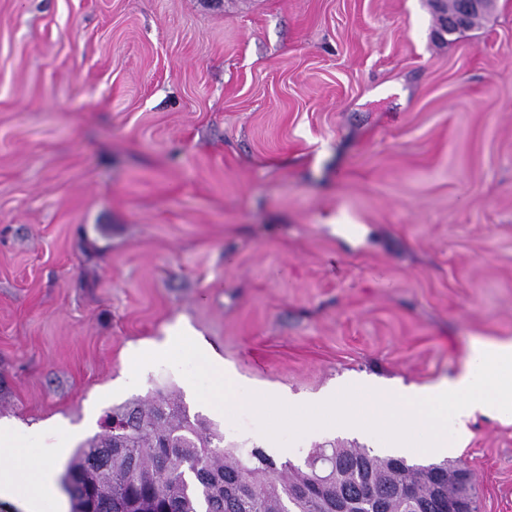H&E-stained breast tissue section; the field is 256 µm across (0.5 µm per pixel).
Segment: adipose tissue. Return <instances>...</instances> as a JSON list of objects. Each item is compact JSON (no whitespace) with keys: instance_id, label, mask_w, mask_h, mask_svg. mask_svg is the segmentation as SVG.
<instances>
[{"instance_id":"1","label":"adipose tissue","mask_w":512,"mask_h":512,"mask_svg":"<svg viewBox=\"0 0 512 512\" xmlns=\"http://www.w3.org/2000/svg\"><path fill=\"white\" fill-rule=\"evenodd\" d=\"M29 441L17 431L0 427V468L13 471L11 482L0 483V494L14 496L24 512H42L50 491V468L32 471L26 466Z\"/></svg>"}]
</instances>
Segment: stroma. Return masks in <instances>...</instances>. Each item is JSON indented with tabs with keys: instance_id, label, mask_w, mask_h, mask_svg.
I'll return each mask as SVG.
<instances>
[{
	"instance_id": "stroma-1",
	"label": "stroma",
	"mask_w": 512,
	"mask_h": 512,
	"mask_svg": "<svg viewBox=\"0 0 512 512\" xmlns=\"http://www.w3.org/2000/svg\"><path fill=\"white\" fill-rule=\"evenodd\" d=\"M190 325L245 388L427 386L512 341V0H0V421L61 476L112 407L177 395L132 350ZM452 453L512 512V421ZM357 448L339 427L288 448ZM486 0H463L458 6V11L451 18V24L457 29H462L466 27V22L470 18L473 13L480 12L483 10ZM485 12V11H484ZM484 12L474 15L467 27H471L474 25L475 21L483 15Z\"/></svg>"
}]
</instances>
